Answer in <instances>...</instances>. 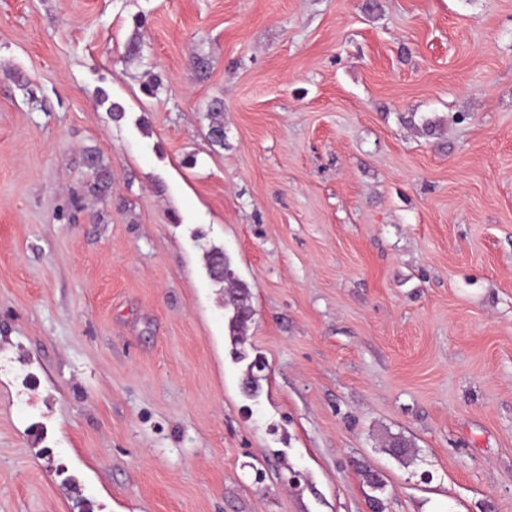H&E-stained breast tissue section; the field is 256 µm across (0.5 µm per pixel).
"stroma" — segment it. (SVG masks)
<instances>
[{
    "mask_svg": "<svg viewBox=\"0 0 512 512\" xmlns=\"http://www.w3.org/2000/svg\"><path fill=\"white\" fill-rule=\"evenodd\" d=\"M375 496L512 512V0H0V512ZM80 159L81 165L90 171L89 191L97 196H106L112 188V171L101 154L96 149L86 148ZM207 265L210 277L216 281H224L228 285L224 296V305L232 310L229 319L228 330L232 336L235 347L243 343L248 324L253 317L251 305V292L247 285L240 282L231 265L224 258V253L218 250H211L207 255ZM224 269V275L221 273Z\"/></svg>",
    "mask_w": 512,
    "mask_h": 512,
    "instance_id": "obj_1",
    "label": "stroma"
}]
</instances>
